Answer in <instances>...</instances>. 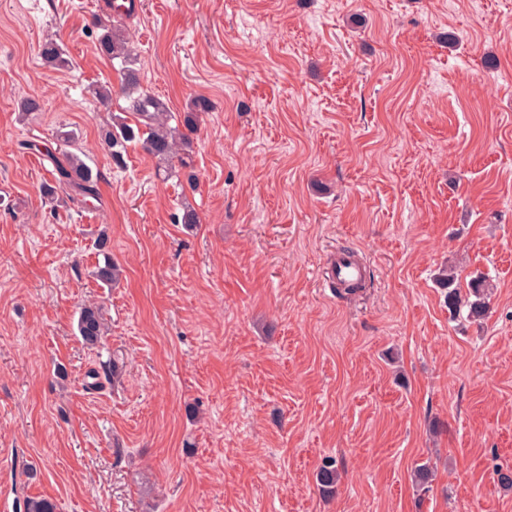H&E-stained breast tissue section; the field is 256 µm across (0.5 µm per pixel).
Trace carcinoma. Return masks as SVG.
Returning a JSON list of instances; mask_svg holds the SVG:
<instances>
[{"instance_id": "cac0c4a2", "label": "carcinoma", "mask_w": 512, "mask_h": 512, "mask_svg": "<svg viewBox=\"0 0 512 512\" xmlns=\"http://www.w3.org/2000/svg\"><path fill=\"white\" fill-rule=\"evenodd\" d=\"M93 27L97 30V50L112 61L120 64V84L115 86L108 80L97 85L92 94L104 107L112 106V101L123 99L126 105L120 107V113L112 116V123L100 130V138L112 163L121 167L125 164L128 147L141 145L156 159L158 169L164 173L172 172L171 162L178 160L181 167L191 166L193 140L199 124V113L210 110V103L204 97L194 99L189 110L180 116V123L173 126L172 112L160 97L139 89L137 59L133 56L131 45L121 28L111 21L100 17L93 18ZM40 55L44 64L60 68L67 64L62 47L49 39L40 45ZM55 139L59 146V155L54 157V182H43L41 191L45 198L59 199V191L65 187L72 189L75 199L86 202L98 199V171L85 160V153L74 130L60 129ZM97 247L104 254L105 263L98 267L97 278L106 285L119 280L120 268L112 261L108 250V237L98 238ZM439 283L446 290L448 306L454 310L460 306L469 309L472 317H482L487 312V292L489 281L482 275L471 279L469 294L461 296L452 271L444 269L439 274ZM77 330L83 342L88 346L99 343L105 332L101 307L89 304L81 307ZM339 472L336 461L327 459L316 473V481L325 494L336 492ZM24 512H56V505L47 498H28L24 503Z\"/></svg>"}]
</instances>
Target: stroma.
<instances>
[{
	"instance_id": "obj_1",
	"label": "stroma",
	"mask_w": 512,
	"mask_h": 512,
	"mask_svg": "<svg viewBox=\"0 0 512 512\" xmlns=\"http://www.w3.org/2000/svg\"><path fill=\"white\" fill-rule=\"evenodd\" d=\"M138 2L123 25L141 89L174 113L213 105L193 189L99 144L111 114L91 88L117 78L91 30L104 0H0L10 512H512L496 476L512 467V0ZM49 36L67 67L42 64ZM26 98L41 109L23 118ZM62 124L100 172L87 205L40 190ZM339 249L368 268L351 296L323 280ZM445 266L492 283L486 318L449 308ZM88 303L106 323L92 349ZM77 330L86 345L94 346L98 344L105 332L101 307L94 304L81 307ZM339 480V472L336 467V461L327 459L319 467L316 473V481L324 494H333L336 492V484Z\"/></svg>"
}]
</instances>
